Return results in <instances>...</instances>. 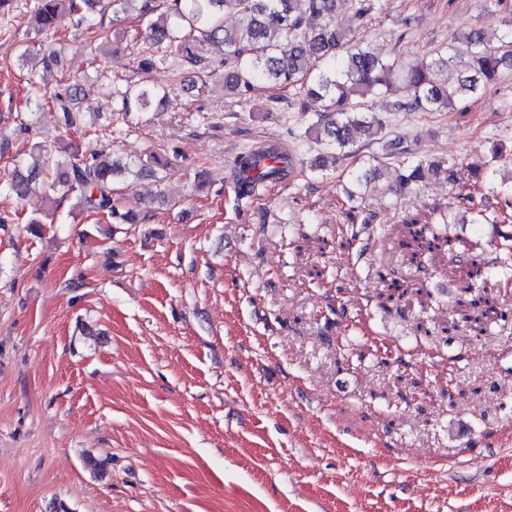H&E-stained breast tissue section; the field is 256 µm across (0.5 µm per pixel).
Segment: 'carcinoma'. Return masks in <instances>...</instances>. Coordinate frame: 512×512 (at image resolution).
<instances>
[{"label":"carcinoma","mask_w":512,"mask_h":512,"mask_svg":"<svg viewBox=\"0 0 512 512\" xmlns=\"http://www.w3.org/2000/svg\"><path fill=\"white\" fill-rule=\"evenodd\" d=\"M339 0H38L34 10V31L38 36L56 33L64 18L86 42L96 38L97 17L112 14V21L136 13L146 24L148 38L158 45L178 48L184 60L194 66L206 64L198 48L219 45L224 51V88L244 95L259 84L274 83L296 89L301 111L320 104L317 120L308 135L319 146L311 171L321 173L336 166L339 156L353 155L357 135L383 129V122L366 105L382 93L395 95V110L402 112H449L505 71H512V21L504 23L507 33L491 45L483 30L463 27L436 53L429 64L409 60L387 63L375 54L365 39L342 27L336 18ZM232 7L240 16L235 30L224 28V11ZM288 51L281 52L283 46ZM458 55L471 58L470 75L459 77L451 69ZM164 93L144 85L127 89L120 99L125 112H148L161 102ZM39 89L32 90L26 103L47 104L62 113L68 128L78 125L73 105L79 97L76 84L63 86L40 102ZM178 155L164 159L145 153L130 166L104 151L83 157L70 153L63 160L49 161L41 152L19 159L13 175L0 179V197L22 198L38 185L44 197L61 194L75 205L103 214L115 224H135L137 215L120 211L114 204V179L124 174H160L163 181L177 169ZM295 157L276 149L248 150L235 159L238 201L252 200L270 185L288 179L294 172ZM439 175L445 168L420 160L407 175L400 176V188L409 190L427 172ZM408 234L411 261L424 269L448 251V237L433 232L415 217L403 219ZM502 250L496 266L512 267V230L501 234ZM478 310L466 321L480 323L496 313L494 302L485 296L459 301Z\"/></svg>","instance_id":"1"}]
</instances>
